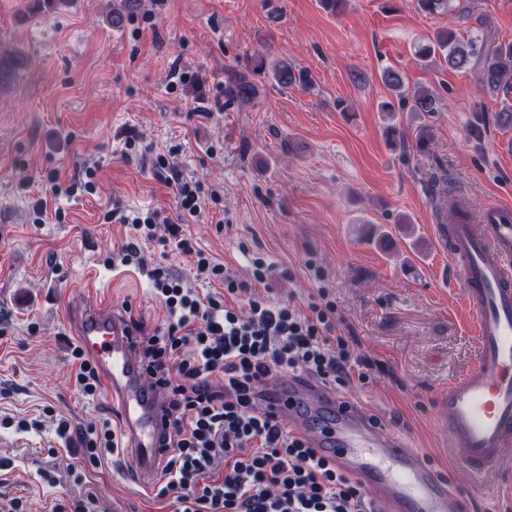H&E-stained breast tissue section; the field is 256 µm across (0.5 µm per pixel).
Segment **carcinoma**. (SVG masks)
Returning <instances> with one entry per match:
<instances>
[{
  "instance_id": "carcinoma-1",
  "label": "carcinoma",
  "mask_w": 512,
  "mask_h": 512,
  "mask_svg": "<svg viewBox=\"0 0 512 512\" xmlns=\"http://www.w3.org/2000/svg\"><path fill=\"white\" fill-rule=\"evenodd\" d=\"M414 4L418 10L427 14H445L448 12L450 0H414ZM439 54L447 58L448 65L452 68L461 69L468 66L476 68L479 83L489 91L500 92L506 97L512 94L511 42H500L494 45L477 38L465 40L448 29H439L431 43L419 49L418 55L422 59H427ZM257 68L267 71V77L281 86L310 82L308 72L301 69L295 70L285 60L268 67L262 59L257 64ZM381 79L395 96V101L384 102L385 111L402 112L406 109L411 112L437 111L440 98L429 90H411L399 71L387 68L383 70ZM226 92L231 99L248 103L255 95V84L246 73L235 72L228 76Z\"/></svg>"
}]
</instances>
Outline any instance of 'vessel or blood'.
Instances as JSON below:
<instances>
[{
	"instance_id": "b4317fda",
	"label": "vessel or blood",
	"mask_w": 512,
	"mask_h": 512,
	"mask_svg": "<svg viewBox=\"0 0 512 512\" xmlns=\"http://www.w3.org/2000/svg\"><path fill=\"white\" fill-rule=\"evenodd\" d=\"M448 226V259L473 313L475 367L449 383L437 400L456 460L478 480L512 454V209L468 207ZM70 327L94 360L112 404L120 411L127 456L140 486H149L160 459L164 400L133 357L134 333L104 295L79 296L66 307ZM269 412L337 470L356 477L391 512H462L460 500L424 453L399 436L376 439L374 419L312 379L273 391Z\"/></svg>"
}]
</instances>
